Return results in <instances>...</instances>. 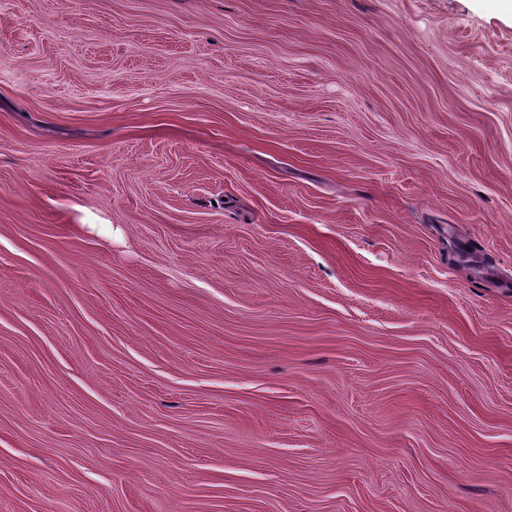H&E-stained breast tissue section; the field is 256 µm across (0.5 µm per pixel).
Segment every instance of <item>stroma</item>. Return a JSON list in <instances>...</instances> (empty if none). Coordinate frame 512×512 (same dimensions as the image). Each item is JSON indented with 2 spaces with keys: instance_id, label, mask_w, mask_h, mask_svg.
Listing matches in <instances>:
<instances>
[{
  "instance_id": "35a3bbf8",
  "label": "stroma",
  "mask_w": 512,
  "mask_h": 512,
  "mask_svg": "<svg viewBox=\"0 0 512 512\" xmlns=\"http://www.w3.org/2000/svg\"><path fill=\"white\" fill-rule=\"evenodd\" d=\"M0 512H512V0H0Z\"/></svg>"
}]
</instances>
